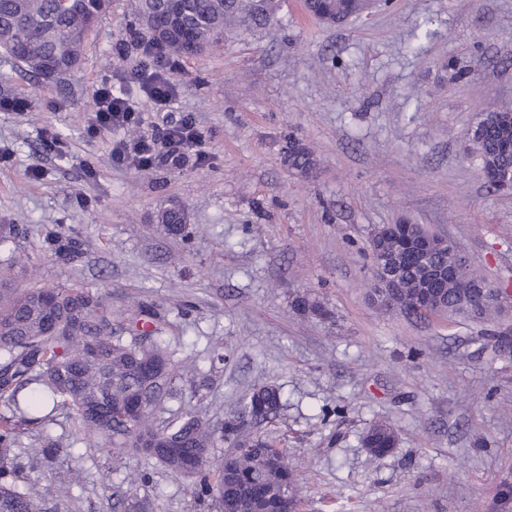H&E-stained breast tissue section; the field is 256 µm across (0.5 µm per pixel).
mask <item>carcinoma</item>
Masks as SVG:
<instances>
[{"label": "carcinoma", "mask_w": 512, "mask_h": 512, "mask_svg": "<svg viewBox=\"0 0 512 512\" xmlns=\"http://www.w3.org/2000/svg\"><path fill=\"white\" fill-rule=\"evenodd\" d=\"M112 0H0V52L38 80L58 72L78 69L85 42L98 21L111 9ZM305 10L329 25H339L360 14L358 0H304ZM279 0H182L175 31L168 30L169 0H138L142 29L160 34L159 46L166 57L188 54L189 37L204 48L224 33V26L238 22L249 29L270 25ZM472 149L482 164L487 183L496 191H508L497 176L512 170V116L490 110L477 123ZM296 170L308 171L313 159L297 148L288 155ZM169 233L184 232L186 210L174 205L159 218ZM426 231L421 224H397L380 238L370 239L371 261L376 248L400 253L405 235ZM56 250L74 258L77 241L57 232L50 236ZM438 264L455 267L448 287L439 289L438 302L419 301V269L401 258L394 288L372 289L373 300L385 309L408 316L436 315L451 310L470 317L478 301L469 285L485 277L469 264L458 263L454 254L433 257ZM293 309L325 319L328 311L304 295ZM160 318L143 304L127 319L112 311V295L93 294L81 285L0 288V399L9 414L0 415V512H46L48 501L64 488L66 475L51 470L46 483L31 479L10 452L23 445L32 425L61 409L77 420L76 431L90 446L112 456L136 454L164 467L171 475L192 481V493L200 501L224 504V512H299L300 500L285 493L296 487L297 465L287 450L247 433L245 422L230 418L224 423V441L233 451L223 460L212 458L215 429L198 415H188L156 425L153 408L164 387L175 379L173 360L163 340ZM262 409L261 421L271 422L282 409L278 388L253 389L242 400L247 408ZM364 444L376 459L398 444L395 429L373 424Z\"/></svg>", "instance_id": "cac0c4a2"}]
</instances>
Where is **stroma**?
Returning <instances> with one entry per match:
<instances>
[{
	"label": "stroma",
	"instance_id": "35a3bbf8",
	"mask_svg": "<svg viewBox=\"0 0 512 512\" xmlns=\"http://www.w3.org/2000/svg\"><path fill=\"white\" fill-rule=\"evenodd\" d=\"M140 29L136 0H112L80 69L50 86L0 52V92L27 104L0 111L12 152L0 225L23 229L0 245V279L153 305L179 366L157 423L194 413L220 428L253 388L279 387L284 407L260 431L299 462L301 512H512V356L487 324L382 313L366 294L372 232L402 219L512 289V192L490 190L470 151L486 111H512V0H389L337 27L283 0L274 25L226 27L176 75L170 116L195 118L212 157L202 168L119 166L112 134L86 132L97 87L119 76L117 48L143 58ZM45 128L62 153L44 147ZM290 139L311 154L308 173L285 162ZM175 202L188 214L176 238L157 220ZM55 228L78 258L49 247ZM298 294L332 320L294 311ZM377 421L399 439L382 459L362 442ZM74 432L59 415L20 451L39 480L45 441H60L59 467L79 473L51 512H215L188 480Z\"/></svg>",
	"mask_w": 512,
	"mask_h": 512
}]
</instances>
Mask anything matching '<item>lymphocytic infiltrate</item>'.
Instances as JSON below:
<instances>
[{
  "label": "lymphocytic infiltrate",
  "instance_id": "f902f5d3",
  "mask_svg": "<svg viewBox=\"0 0 512 512\" xmlns=\"http://www.w3.org/2000/svg\"><path fill=\"white\" fill-rule=\"evenodd\" d=\"M179 66L160 54H152L126 72L125 84L113 87L103 84L95 99L94 117L88 127L90 133L113 131L118 135L111 148L114 162L146 170L160 164L181 166L188 155H195L197 164H207L209 154L203 139L191 118L162 120L151 135L123 138V130L139 126L140 116L129 98L128 84H139L144 94L161 108L170 107L176 99L177 85L173 75Z\"/></svg>",
  "mask_w": 512,
  "mask_h": 512
}]
</instances>
